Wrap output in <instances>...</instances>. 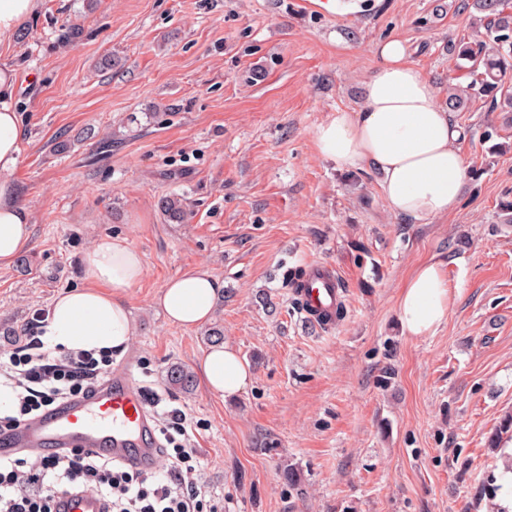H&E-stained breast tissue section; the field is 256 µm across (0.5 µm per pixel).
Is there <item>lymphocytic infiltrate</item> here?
<instances>
[{"label":"lymphocytic infiltrate","mask_w":512,"mask_h":512,"mask_svg":"<svg viewBox=\"0 0 512 512\" xmlns=\"http://www.w3.org/2000/svg\"><path fill=\"white\" fill-rule=\"evenodd\" d=\"M46 315L35 312L21 342L0 348V383L16 395V411L0 415V433L54 405L88 393L112 372V357L87 352L50 355L42 339ZM163 438L161 468L143 472L112 457L80 448L32 458L0 455V512H60L67 498L91 493L102 512H216L198 483L191 419L164 397L146 390Z\"/></svg>","instance_id":"1"}]
</instances>
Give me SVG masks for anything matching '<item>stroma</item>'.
<instances>
[{"label":"stroma","instance_id":"35a3bbf8","mask_svg":"<svg viewBox=\"0 0 512 512\" xmlns=\"http://www.w3.org/2000/svg\"><path fill=\"white\" fill-rule=\"evenodd\" d=\"M42 0L0 64L18 71L24 115L18 200L30 248L0 267V344L81 284L100 235L128 237L144 275L128 295L124 355L140 383L203 422L199 485L218 512H504L512 471V114L473 99L456 113L468 189L456 214H393L369 167L322 158L315 128L355 108L374 45L408 41L447 93L467 85L448 45L473 17L452 0ZM79 35L65 41L67 28ZM112 138L111 152L100 150ZM69 145L54 152L58 141ZM189 220L164 223L161 197ZM445 264L448 316L403 335L399 288ZM342 276L335 326L306 324L287 275L311 262ZM204 268L224 285L211 321L167 322L153 302ZM219 329L252 381L223 400L168 372L194 370Z\"/></svg>","mask_w":512,"mask_h":512}]
</instances>
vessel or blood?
I'll use <instances>...</instances> for the list:
<instances>
[{
    "mask_svg": "<svg viewBox=\"0 0 512 512\" xmlns=\"http://www.w3.org/2000/svg\"><path fill=\"white\" fill-rule=\"evenodd\" d=\"M295 297L310 324L329 328L344 300L339 273L332 265L311 263L303 271ZM0 446L8 452L36 454L90 449L140 468L158 463L153 412L140 384L125 368L114 371L88 397L21 423Z\"/></svg>",
    "mask_w": 512,
    "mask_h": 512,
    "instance_id": "obj_1",
    "label": "vessel or blood"
}]
</instances>
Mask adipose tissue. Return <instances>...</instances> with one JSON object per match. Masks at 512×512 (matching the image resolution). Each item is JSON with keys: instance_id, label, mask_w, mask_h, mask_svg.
I'll use <instances>...</instances> for the list:
<instances>
[{"instance_id": "1", "label": "adipose tissue", "mask_w": 512, "mask_h": 512, "mask_svg": "<svg viewBox=\"0 0 512 512\" xmlns=\"http://www.w3.org/2000/svg\"><path fill=\"white\" fill-rule=\"evenodd\" d=\"M376 70L364 81L357 108L339 109L320 123L314 146L344 169L372 164L395 214L417 224L456 212L467 184L460 148L463 129L439 102L433 83L410 61L406 42L390 38L374 47ZM24 122L16 72L0 66V266L11 265L32 237L31 215L16 197L13 176L22 155ZM81 286L56 297L46 319L50 346L94 354L125 351L134 331L127 296L144 273L141 254L127 237H97L81 257ZM222 284L199 268L168 280L154 298L167 320L194 328L211 320ZM448 280L440 261L421 262L401 285L397 315L403 333L434 335L448 315ZM205 389L238 395L251 379L235 349L213 343L197 362Z\"/></svg>"}]
</instances>
